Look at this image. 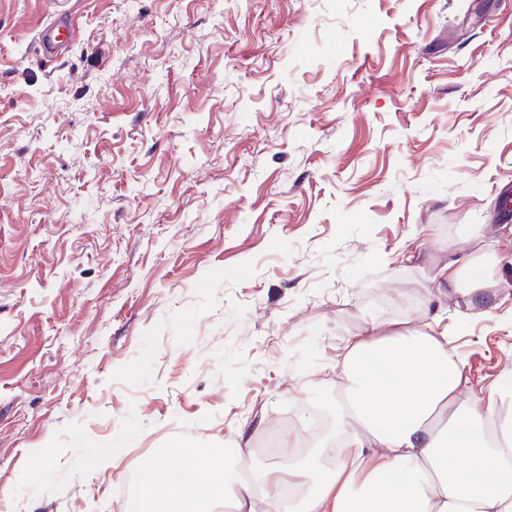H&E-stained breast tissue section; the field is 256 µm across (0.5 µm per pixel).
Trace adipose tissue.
Wrapping results in <instances>:
<instances>
[{"instance_id":"1","label":"adipose tissue","mask_w":512,"mask_h":512,"mask_svg":"<svg viewBox=\"0 0 512 512\" xmlns=\"http://www.w3.org/2000/svg\"><path fill=\"white\" fill-rule=\"evenodd\" d=\"M491 255L451 259L440 274L468 303L486 302ZM447 337L349 341L338 436L324 466L268 461L237 479L232 512H512V381L460 400L468 383ZM138 512H212L222 459L188 451L180 469L156 458Z\"/></svg>"}]
</instances>
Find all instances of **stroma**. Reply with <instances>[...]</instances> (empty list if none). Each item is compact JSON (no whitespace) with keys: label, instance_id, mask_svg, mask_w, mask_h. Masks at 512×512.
Segmentation results:
<instances>
[{"label":"stroma","instance_id":"stroma-1","mask_svg":"<svg viewBox=\"0 0 512 512\" xmlns=\"http://www.w3.org/2000/svg\"><path fill=\"white\" fill-rule=\"evenodd\" d=\"M56 2L0 0V512L240 460L372 327L512 375V0H68L52 55ZM466 225L487 305L436 276Z\"/></svg>","mask_w":512,"mask_h":512}]
</instances>
